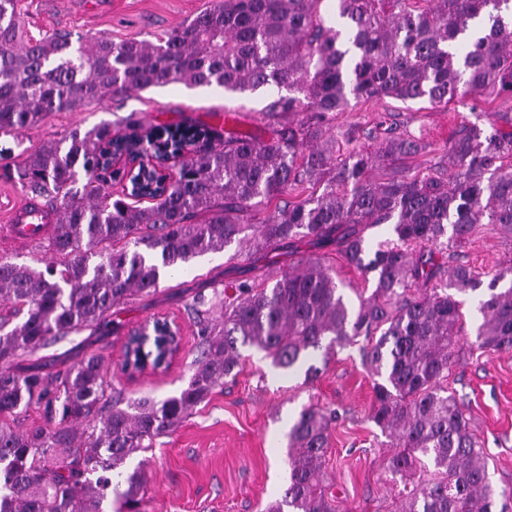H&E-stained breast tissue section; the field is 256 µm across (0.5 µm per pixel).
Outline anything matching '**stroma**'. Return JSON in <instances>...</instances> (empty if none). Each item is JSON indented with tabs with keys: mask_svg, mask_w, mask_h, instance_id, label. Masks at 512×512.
<instances>
[{
	"mask_svg": "<svg viewBox=\"0 0 512 512\" xmlns=\"http://www.w3.org/2000/svg\"><path fill=\"white\" fill-rule=\"evenodd\" d=\"M211 0H19L25 33L41 38L58 31L70 33L73 43L91 44L106 35L155 40L170 29L209 8ZM269 98L241 95L217 86L188 87L181 83L155 87L110 101L106 109L86 108L52 113L37 127L18 137L0 138V152L22 160L41 144L86 131L101 122L124 134L126 121L150 124L200 123L226 126L236 136L268 139L286 126L287 116H264ZM512 113V99L471 97L467 104L433 106L425 101L386 98L359 104L337 119L358 128L357 146L377 148L384 124L421 137L425 152L405 161L408 176L449 177L448 142L473 111ZM232 120H225V113ZM460 259L480 273L512 265V242L494 226L479 227ZM326 257L343 280L349 303L357 292L371 293L373 275L348 267L333 246L303 241L281 247L265 257L238 253L236 246L195 262L186 273L163 279L148 296H137L114 308L108 327L87 329L31 355L32 363L57 372L83 357L98 354L115 388L132 398L162 399L176 394L191 374L196 337L186 307L197 296L212 297L214 289L239 283L272 285L280 271L298 263ZM458 356L448 387L464 405L470 428L483 445L489 478L506 493L503 512H512V351L480 349L476 330L482 321L478 297L463 296ZM157 316L181 326V352L164 372L137 377L123 373L121 362L131 329ZM242 367L222 389L200 404L172 434L151 449L135 454L146 475L143 488L146 512H263L288 485V433L307 405L316 403L336 411L325 456L326 492L337 512H395L406 493L404 483L386 469L388 439L371 421L374 379L358 348L338 351L330 359L314 354L318 368L313 383L304 373L274 368L264 352L245 346Z\"/></svg>",
	"mask_w": 512,
	"mask_h": 512,
	"instance_id": "1",
	"label": "stroma"
}]
</instances>
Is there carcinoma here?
Returning a JSON list of instances; mask_svg holds the SVG:
<instances>
[{
	"label": "carcinoma",
	"mask_w": 512,
	"mask_h": 512,
	"mask_svg": "<svg viewBox=\"0 0 512 512\" xmlns=\"http://www.w3.org/2000/svg\"><path fill=\"white\" fill-rule=\"evenodd\" d=\"M317 2L216 0L155 42L102 36L83 48L66 32L24 37L18 0H0V136L170 83L275 92L267 111L301 116L267 140L226 137L212 126L128 123L162 143L198 139L178 177L146 207L112 197L120 171L97 175L114 139L109 122L44 143L3 169L47 199L41 218L53 220L39 237L49 255L43 266L0 259V512H101L108 489L117 512H144L143 469L120 468L235 377L247 344L288 371L313 351L359 346L378 377L370 418L394 449L387 470L411 485L397 512H495L483 450L448 390L458 296L485 284L471 267L448 262L479 224L512 239V130L488 131L478 115L448 146L458 167L448 180L399 173L373 181L366 174L377 162L400 163L426 145L389 128L377 150L354 148L341 159L340 144L358 130L336 128V116L386 97L447 105L511 96L512 0H336V31L315 15ZM305 183L322 192L242 223L244 213ZM387 222L388 237L364 261L365 230ZM307 237L375 273L372 293L349 305L336 270L315 259L270 287L193 301L197 353L175 395L126 396L95 354L56 373L13 370L21 356L107 325L112 308L201 256L233 244L274 251ZM506 279L511 285L498 288ZM485 286L478 347L512 350V266ZM32 409L45 424L16 428ZM335 420L327 408L301 411L288 434V487L264 512H335L323 485Z\"/></svg>",
	"instance_id": "obj_1"
}]
</instances>
